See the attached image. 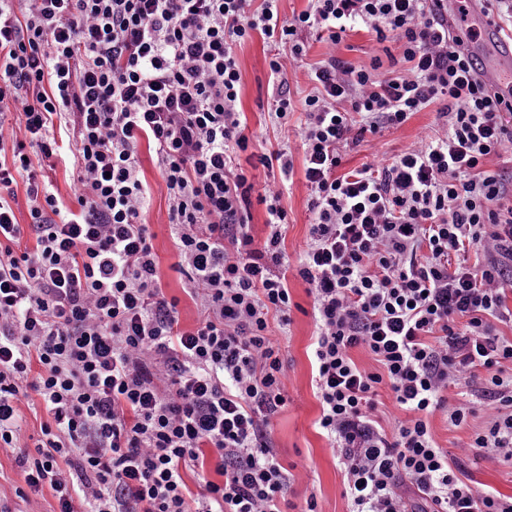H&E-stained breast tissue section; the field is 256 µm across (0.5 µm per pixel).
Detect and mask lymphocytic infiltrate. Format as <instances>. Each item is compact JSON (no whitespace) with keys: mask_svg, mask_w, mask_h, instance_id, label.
<instances>
[{"mask_svg":"<svg viewBox=\"0 0 512 512\" xmlns=\"http://www.w3.org/2000/svg\"><path fill=\"white\" fill-rule=\"evenodd\" d=\"M357 27L396 53L345 64L335 48ZM311 30L328 51L299 104L313 224L294 271L313 298L317 425L349 512H416L406 485L423 512H512V497L461 479L430 426L439 413L464 422L474 409L449 403L448 388L484 379L487 421L471 446L512 460V337L498 329L512 324V192L484 168L512 161V129L430 0H308L289 19L277 0H0V449L57 512H288L295 476L269 430L288 377L270 323L291 322L281 199L294 164L284 148L258 154L279 178L253 196L234 48L257 33L274 43L272 117L284 127L297 105L287 65L306 57ZM432 105L441 124L420 147L343 170L348 145ZM60 123L72 130V208L27 157L54 155ZM144 141L199 308L191 330L161 287ZM472 249L484 264H469ZM383 388L406 413L391 437ZM33 394L50 419L29 453L19 405ZM209 467L215 479L192 492L187 476Z\"/></svg>","mask_w":512,"mask_h":512,"instance_id":"1","label":"lymphocytic infiltrate"}]
</instances>
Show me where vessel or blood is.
<instances>
[{
    "label": "vessel or blood",
    "mask_w": 512,
    "mask_h": 512,
    "mask_svg": "<svg viewBox=\"0 0 512 512\" xmlns=\"http://www.w3.org/2000/svg\"><path fill=\"white\" fill-rule=\"evenodd\" d=\"M455 49L472 64L481 85L512 106V33H502L491 0H439Z\"/></svg>",
    "instance_id": "b4317fda"
}]
</instances>
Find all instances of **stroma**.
<instances>
[{"label":"stroma","mask_w":512,"mask_h":512,"mask_svg":"<svg viewBox=\"0 0 512 512\" xmlns=\"http://www.w3.org/2000/svg\"><path fill=\"white\" fill-rule=\"evenodd\" d=\"M271 44L262 37L238 45L236 59L242 77L241 110L246 119L247 134L253 135L255 151L277 144L278 134L268 117L272 87L268 83V57ZM437 125L435 107L415 113L397 129L365 134L362 141L348 149L344 170H352L384 157L401 154L419 146L422 137ZM294 174L282 197L288 213L285 230V254L290 265H297L309 241L312 214L308 208L310 189L303 176L304 148L300 139L289 137ZM142 176L152 189L146 222L154 235L153 246L158 257L162 286L167 295L179 297L178 317L181 327L194 328L198 321L197 307L184 292L185 278L178 271V250L171 234L165 185L159 174L153 150L147 145L138 148ZM288 288L299 310L293 311L292 322L282 339L288 375V403L270 424L271 437L284 465L294 466L296 479L288 489V500L301 505L309 496H316L321 512H348L344 497L343 467L334 459L326 437L316 425L320 403L312 383L309 346L315 335V322L310 312L313 299L308 286L297 277H289ZM485 415L475 412L461 425H452L444 415L431 418L430 425L438 444L457 459L463 479L475 491L493 490L512 496V464L474 461L467 448L476 431L483 428ZM0 505L10 512H56L57 502L51 493L28 492L23 474L13 456L0 454Z\"/></svg>","instance_id":"obj_1"}]
</instances>
